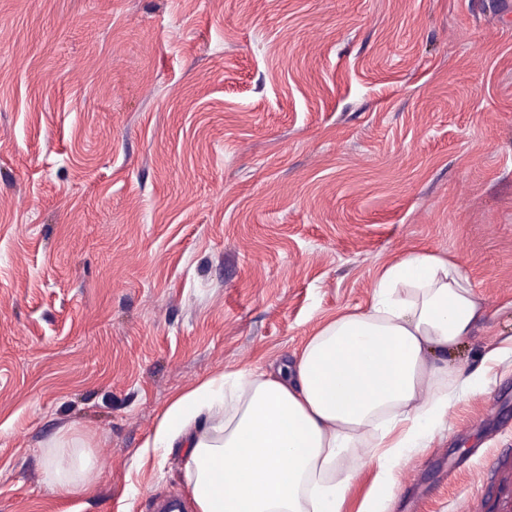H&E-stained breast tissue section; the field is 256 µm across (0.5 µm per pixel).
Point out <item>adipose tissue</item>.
<instances>
[{
  "mask_svg": "<svg viewBox=\"0 0 512 512\" xmlns=\"http://www.w3.org/2000/svg\"><path fill=\"white\" fill-rule=\"evenodd\" d=\"M491 317L455 260L411 251L291 361L178 396L146 445L186 449L197 512H345L352 457L375 468L358 512H386L400 460L429 447L457 395L485 392L486 364L452 372L446 355ZM49 462L55 491L86 487V453L53 448Z\"/></svg>",
  "mask_w": 512,
  "mask_h": 512,
  "instance_id": "obj_1",
  "label": "adipose tissue"
}]
</instances>
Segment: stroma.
Segmentation results:
<instances>
[{
  "instance_id": "stroma-1",
  "label": "stroma",
  "mask_w": 512,
  "mask_h": 512,
  "mask_svg": "<svg viewBox=\"0 0 512 512\" xmlns=\"http://www.w3.org/2000/svg\"><path fill=\"white\" fill-rule=\"evenodd\" d=\"M415 248L512 336V0H0V512H154L181 393L263 369ZM388 512H512V356ZM93 479L55 492L47 451Z\"/></svg>"
}]
</instances>
